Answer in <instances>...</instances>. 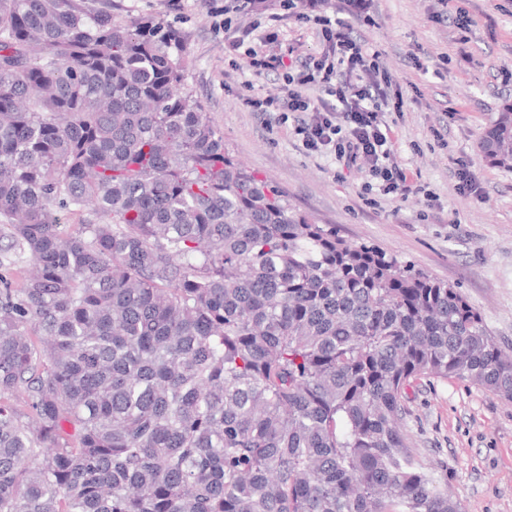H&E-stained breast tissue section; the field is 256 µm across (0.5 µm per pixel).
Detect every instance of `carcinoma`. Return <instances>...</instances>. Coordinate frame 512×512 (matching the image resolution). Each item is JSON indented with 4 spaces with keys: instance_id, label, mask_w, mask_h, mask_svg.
Returning a JSON list of instances; mask_svg holds the SVG:
<instances>
[{
    "instance_id": "1",
    "label": "carcinoma",
    "mask_w": 512,
    "mask_h": 512,
    "mask_svg": "<svg viewBox=\"0 0 512 512\" xmlns=\"http://www.w3.org/2000/svg\"><path fill=\"white\" fill-rule=\"evenodd\" d=\"M185 56L152 18L0 0V512H459L402 392L511 401L512 356L239 167ZM481 148L512 163V104Z\"/></svg>"
}]
</instances>
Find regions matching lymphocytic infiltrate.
I'll return each mask as SVG.
<instances>
[{
  "label": "lymphocytic infiltrate",
  "instance_id": "f902f5d3",
  "mask_svg": "<svg viewBox=\"0 0 512 512\" xmlns=\"http://www.w3.org/2000/svg\"><path fill=\"white\" fill-rule=\"evenodd\" d=\"M280 8L299 23L314 24L323 50L300 65L287 64L273 50L277 32L265 30L259 46L244 50V64L258 75L280 71L283 83L277 94L246 97V105L293 119L307 151L367 167L384 194L404 198L418 193L403 168L390 160L382 103L388 100L391 78L379 63V51L357 38L348 20L310 14L299 0H280ZM313 86L323 89V98L309 96Z\"/></svg>",
  "mask_w": 512,
  "mask_h": 512
}]
</instances>
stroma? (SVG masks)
Returning a JSON list of instances; mask_svg holds the SVG:
<instances>
[{
    "mask_svg": "<svg viewBox=\"0 0 512 512\" xmlns=\"http://www.w3.org/2000/svg\"><path fill=\"white\" fill-rule=\"evenodd\" d=\"M124 19L153 16L178 29L186 49L185 86L224 133V148L262 179L280 186L316 223L346 240L396 256L454 285L512 351V167L490 163L480 139L504 102H512V0H363L359 37L379 50L393 79L386 113L391 158L431 193L401 199L334 157L306 152L290 124L250 111L248 95L277 93L278 73L256 75L227 52L278 0L215 16L235 0H89ZM465 11L470 30L453 19ZM277 51L300 64L323 49L313 26L285 16ZM428 67L415 70L410 53ZM471 165L481 196L461 193L456 161ZM401 429L414 459L460 512H512V401L458 379L418 378L403 394Z\"/></svg>",
    "mask_w": 512,
    "mask_h": 512,
    "instance_id": "obj_1",
    "label": "stroma"
}]
</instances>
